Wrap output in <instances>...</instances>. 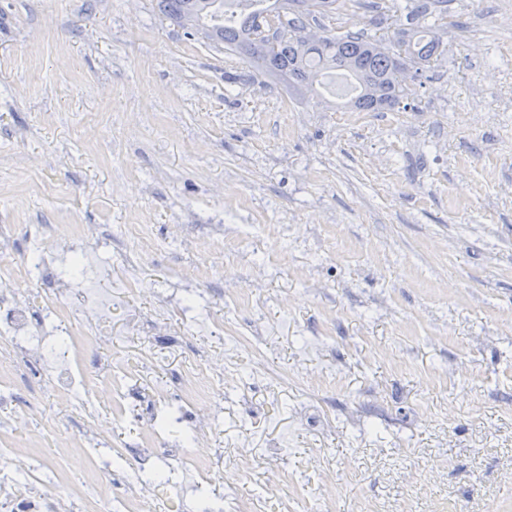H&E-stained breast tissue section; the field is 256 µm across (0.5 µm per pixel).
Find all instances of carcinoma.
I'll use <instances>...</instances> for the list:
<instances>
[{
  "mask_svg": "<svg viewBox=\"0 0 512 512\" xmlns=\"http://www.w3.org/2000/svg\"><path fill=\"white\" fill-rule=\"evenodd\" d=\"M157 0L163 16L193 34L221 42L245 59L250 78L270 77L303 97L317 92L331 71L350 73L358 85L351 107L381 112L400 105L406 81L447 53L448 27L457 23L436 9L439 0H406L391 38L363 30L337 35L320 18L336 13L339 0Z\"/></svg>",
  "mask_w": 512,
  "mask_h": 512,
  "instance_id": "1",
  "label": "carcinoma"
}]
</instances>
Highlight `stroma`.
<instances>
[{"label": "stroma", "mask_w": 512, "mask_h": 512, "mask_svg": "<svg viewBox=\"0 0 512 512\" xmlns=\"http://www.w3.org/2000/svg\"><path fill=\"white\" fill-rule=\"evenodd\" d=\"M448 55L399 108L292 96L153 0H0V226L95 247L61 305L107 299L113 448L216 449L224 512H512V0H442ZM385 0L329 27L386 32ZM223 363L195 432L180 375ZM31 417L56 451L81 419Z\"/></svg>", "instance_id": "35a3bbf8"}]
</instances>
